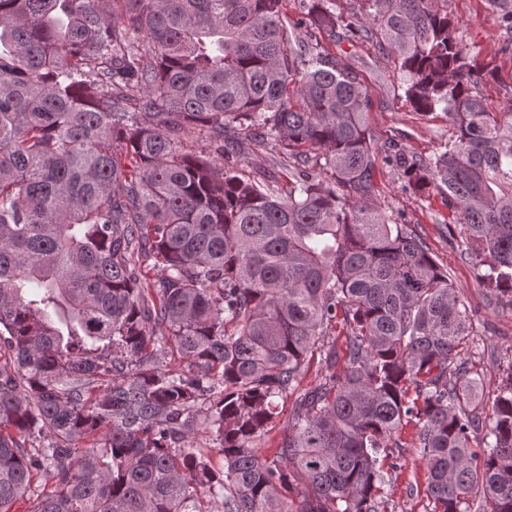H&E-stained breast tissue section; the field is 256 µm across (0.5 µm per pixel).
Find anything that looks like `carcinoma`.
<instances>
[{"instance_id": "carcinoma-1", "label": "carcinoma", "mask_w": 512, "mask_h": 512, "mask_svg": "<svg viewBox=\"0 0 512 512\" xmlns=\"http://www.w3.org/2000/svg\"><path fill=\"white\" fill-rule=\"evenodd\" d=\"M363 2L0 0V512H378L410 423L430 512H512V367L480 436L473 311L375 182L382 152L512 293V107L434 0ZM488 3L509 51L512 0ZM355 32L453 126L434 158L374 147L328 49ZM242 130L288 186L238 168ZM295 400V395L288 397L286 400H278L282 414L279 419L269 426L268 433L257 442V448H263L262 452L265 456L272 458L279 452V442L282 435L286 432L287 419L291 414L292 406Z\"/></svg>"}]
</instances>
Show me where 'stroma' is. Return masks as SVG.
<instances>
[{"label": "stroma", "mask_w": 512, "mask_h": 512, "mask_svg": "<svg viewBox=\"0 0 512 512\" xmlns=\"http://www.w3.org/2000/svg\"><path fill=\"white\" fill-rule=\"evenodd\" d=\"M448 15L460 26L464 41L476 47L479 64L494 68L480 91L492 109L512 103V52L503 39L487 0H448ZM342 62L359 61V73L372 100L368 124L375 145L397 139L401 148L423 158L433 157L453 134L443 113L424 117L407 102L403 81L393 63L384 60L372 42L361 39L333 46ZM376 180L381 206L392 218L411 225L427 243L434 260L446 268L460 296L475 313L467 355L468 366L481 375L478 400L482 416H489L495 391L512 369V300L480 282L478 270L464 255L460 232H449L452 217L440 196H411L401 188L394 167L378 162ZM414 425L401 432L400 466L385 475L384 512H426L427 474L414 448Z\"/></svg>", "instance_id": "1"}]
</instances>
